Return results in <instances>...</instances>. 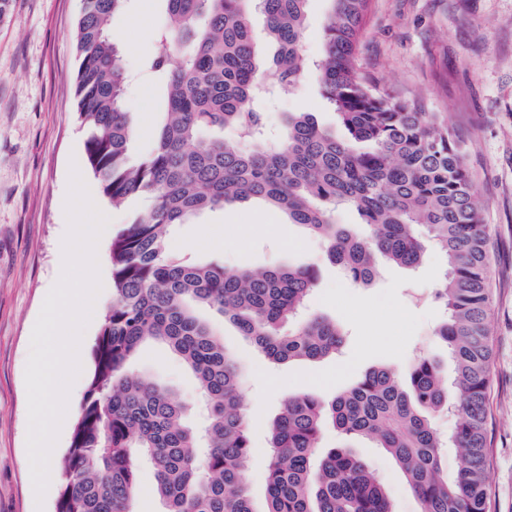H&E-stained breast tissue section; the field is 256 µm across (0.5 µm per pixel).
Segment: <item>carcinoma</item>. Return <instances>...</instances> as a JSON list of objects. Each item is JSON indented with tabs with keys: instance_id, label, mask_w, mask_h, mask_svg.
Wrapping results in <instances>:
<instances>
[{
	"instance_id": "1",
	"label": "carcinoma",
	"mask_w": 512,
	"mask_h": 512,
	"mask_svg": "<svg viewBox=\"0 0 512 512\" xmlns=\"http://www.w3.org/2000/svg\"><path fill=\"white\" fill-rule=\"evenodd\" d=\"M127 2L83 0L77 112L103 195L121 207L143 194L150 206L112 238V300L59 466L56 512H134L144 463L167 512H254L241 479L252 448L240 369L196 308L217 311L275 362L334 355L342 333L332 319L304 314L316 287L312 268L228 271L172 254L170 226L252 200L319 237L329 260L365 287L382 262L419 265L426 245L417 227H425L445 256L436 295L447 316L435 336L454 365L448 379L419 357L403 381L377 366L328 401L289 398L269 427L266 512H392L383 484L360 461L336 448L314 457L327 423L386 449L421 512H489L490 236L448 113L426 112L359 73L371 0H331L326 53L314 66L300 50L308 0H163L167 22L147 65L163 85L165 110L150 151L136 162L129 160L135 129L124 105L123 51L111 34ZM257 10L262 40L253 31ZM267 71L280 92L315 72L345 134L298 112L288 115L281 144L268 145L259 111ZM226 129L237 137L225 138ZM339 208L351 210L368 235L336 223ZM146 341L167 345L194 374L207 409L203 433L133 370ZM443 409L458 415L447 444L459 450L451 477L433 424Z\"/></svg>"
}]
</instances>
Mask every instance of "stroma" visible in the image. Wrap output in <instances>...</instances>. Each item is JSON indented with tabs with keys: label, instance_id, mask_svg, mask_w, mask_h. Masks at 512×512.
I'll list each match as a JSON object with an SVG mask.
<instances>
[{
	"label": "stroma",
	"instance_id": "1",
	"mask_svg": "<svg viewBox=\"0 0 512 512\" xmlns=\"http://www.w3.org/2000/svg\"><path fill=\"white\" fill-rule=\"evenodd\" d=\"M330 0H309L301 47L308 61L325 53ZM81 0H9L0 14V512H55L59 482L36 499L27 453L28 407L25 369L33 327L58 279L56 250L67 229L65 198L69 169L78 167L100 210L111 223L97 248L102 290L112 294L110 245L127 213L145 208L134 196L115 208L103 198L86 158L87 132L77 119L75 81L79 60L75 29ZM164 23L161 0H131L112 22V38L124 53L129 75L125 106L150 125L131 142L139 159L150 147L165 107L164 93L144 67ZM362 73L395 96L429 112H444L462 141L474 176L477 202L492 242L490 282L493 356L488 406L490 512H512V0H373L359 44ZM260 110L272 135L288 114L309 112L329 130L335 113L309 74L289 95L265 98ZM172 249L192 262L242 267H315L316 290L309 306L334 319L344 332L340 353L315 364H273L215 311L199 316L221 335L244 374V407L251 422L252 459L244 484L255 512L266 507L269 425L291 395L328 400L368 368L385 364L405 375L416 357L450 370L446 347L434 336L446 311L435 297L445 258L429 246L424 262L407 269L386 263L371 286H356L331 264L326 246L286 214L256 203H237L175 225ZM100 320L92 318L81 342V372L74 382L56 444L64 454L72 442L76 414L88 389ZM134 368L167 388L199 419L197 383L168 347L150 343ZM322 451L342 448L383 481L393 512H420L405 476L385 449L363 437H344L325 427Z\"/></svg>",
	"mask_w": 512,
	"mask_h": 512
}]
</instances>
